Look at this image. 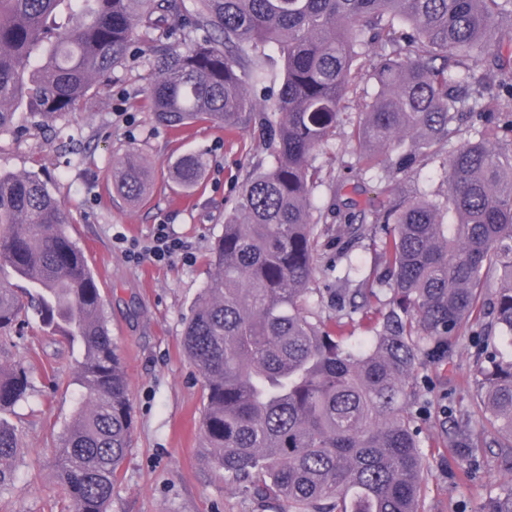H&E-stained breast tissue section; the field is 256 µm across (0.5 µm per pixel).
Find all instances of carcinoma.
Segmentation results:
<instances>
[{
  "label": "carcinoma",
  "instance_id": "1",
  "mask_svg": "<svg viewBox=\"0 0 512 512\" xmlns=\"http://www.w3.org/2000/svg\"><path fill=\"white\" fill-rule=\"evenodd\" d=\"M184 24L205 36L155 52L147 98L156 121L174 130L248 123L273 157L224 219L182 337L206 380L205 447L244 492L291 512H421L426 463L407 411L421 360L451 362L466 332L496 333L512 348V53L495 41L512 32V0H0V130L20 107L55 123L138 39ZM372 45L378 93L349 121V138L360 170L401 178L369 221L336 228L337 259L352 261L368 239L374 261L349 266L360 279L336 286V316L325 318L308 306L322 260L311 158L344 122ZM268 47L280 53L282 82L273 105L257 107L247 89L264 81ZM430 162L446 183L433 198L414 181ZM207 165L205 154H188L170 176L189 191ZM113 177L130 202L152 179L132 153ZM66 223L40 175L0 171V342L13 340L25 296L40 325L79 352L84 394L57 481L74 512H108L132 404L95 275ZM380 285L393 297L372 335L345 341L342 327ZM474 359L491 435L474 438L465 419L448 447L469 456L497 448L512 472V352L479 348ZM29 388L22 363L0 367V491L20 448L2 414ZM480 512H512V485Z\"/></svg>",
  "mask_w": 512,
  "mask_h": 512
}]
</instances>
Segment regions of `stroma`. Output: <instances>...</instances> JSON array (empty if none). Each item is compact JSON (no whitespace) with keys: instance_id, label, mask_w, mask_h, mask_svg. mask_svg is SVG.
Instances as JSON below:
<instances>
[{"instance_id":"1","label":"stroma","mask_w":512,"mask_h":512,"mask_svg":"<svg viewBox=\"0 0 512 512\" xmlns=\"http://www.w3.org/2000/svg\"><path fill=\"white\" fill-rule=\"evenodd\" d=\"M152 47L136 43L111 80L93 86L56 127L18 112L17 132L0 135V170L47 179L66 205L67 232L100 281L133 408L132 443L109 512H288L286 502L257 501L214 467L200 433L205 379L182 348L191 308L212 276L207 256L224 232V218L234 210L248 172L269 167L273 158L248 126L228 132L200 122L176 132L159 125L145 95ZM347 132L338 126L313 156L323 180L315 191V215L326 261L310 303L327 316L333 312L328 289L346 273L345 265L327 264L336 253V227L379 209L381 189L389 183L384 173L359 171ZM131 151L154 174L149 195L137 204L123 199L112 182L115 165ZM199 151L209 167L196 188L183 190L170 179L169 167ZM159 224L185 242L191 260L128 261L115 233L144 245ZM22 314L23 337L0 353V364L23 363L32 387L7 416L23 448L11 483L0 492V512H73L56 469L80 396L75 362L31 309ZM473 354L471 337L462 336L451 364L425 365L417 373L422 398L409 410L426 460L423 512H479L489 492L505 481L496 449L462 458L448 446L456 422L476 408Z\"/></svg>"}]
</instances>
